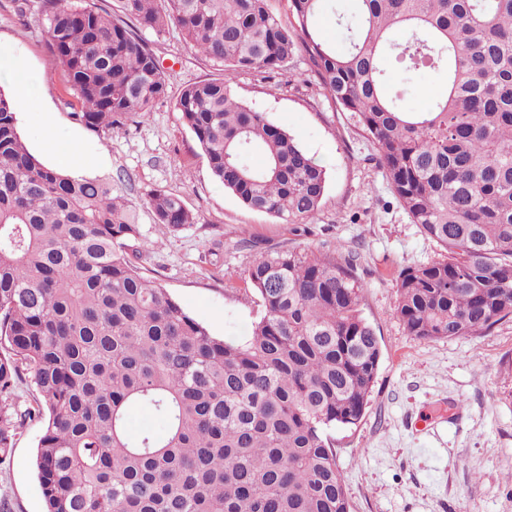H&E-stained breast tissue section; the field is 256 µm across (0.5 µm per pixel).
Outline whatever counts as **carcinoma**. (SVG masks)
Segmentation results:
<instances>
[{
    "label": "carcinoma",
    "instance_id": "cac0c4a2",
    "mask_svg": "<svg viewBox=\"0 0 512 512\" xmlns=\"http://www.w3.org/2000/svg\"><path fill=\"white\" fill-rule=\"evenodd\" d=\"M40 0L52 68L73 119L122 129L168 96L138 28L174 27L226 71L273 74L290 60L357 118L390 188L441 260L399 271L408 335H478L512 317V0H354L338 15L349 50L315 30L324 0ZM445 76L429 110L387 90L383 59ZM177 110L213 176L248 208L312 224L323 166L228 81L186 86ZM260 152L264 162L250 163ZM155 223L196 221L154 190ZM136 208L112 183L44 165L0 92V463L24 420L44 421L36 452L45 512H351L330 431L357 425L381 346L360 309L352 252L267 250L246 280L262 315L240 342L219 338L147 280L130 252ZM30 375L37 406L12 416ZM136 406L163 425L131 436Z\"/></svg>",
    "mask_w": 512,
    "mask_h": 512
}]
</instances>
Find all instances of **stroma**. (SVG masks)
<instances>
[{
    "mask_svg": "<svg viewBox=\"0 0 512 512\" xmlns=\"http://www.w3.org/2000/svg\"><path fill=\"white\" fill-rule=\"evenodd\" d=\"M144 37L166 70L167 98L124 129L94 131L73 120V92L53 71L42 36L11 7L0 8V46L34 79L29 105L16 113L28 149L47 163L53 147L78 144L82 176L111 181L113 194L136 206L145 277L216 336L245 338L260 317L245 272L261 252L355 251L365 284L362 314L382 355L362 420L330 433L352 512H512V318L482 336H409L395 310L397 275L440 258L441 249L411 223L374 160L372 141L349 114L335 111L303 63L269 78L227 73L196 55L178 30ZM384 68L411 112L426 111L444 86L430 70L407 76L389 60ZM222 76L325 166L315 223L253 211L212 175L176 101L185 86ZM155 189L179 194L195 223L160 232L145 204ZM42 430L39 418L27 420L0 464V512H43L35 469Z\"/></svg>",
    "mask_w": 512,
    "mask_h": 512,
    "instance_id": "stroma-1",
    "label": "stroma"
}]
</instances>
